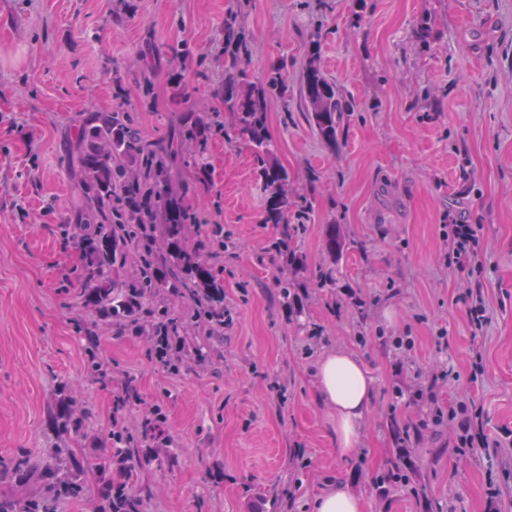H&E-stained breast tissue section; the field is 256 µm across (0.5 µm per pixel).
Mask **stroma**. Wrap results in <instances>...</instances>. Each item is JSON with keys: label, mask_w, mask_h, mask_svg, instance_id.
Instances as JSON below:
<instances>
[{"label": "stroma", "mask_w": 512, "mask_h": 512, "mask_svg": "<svg viewBox=\"0 0 512 512\" xmlns=\"http://www.w3.org/2000/svg\"><path fill=\"white\" fill-rule=\"evenodd\" d=\"M240 7L251 44L249 80L287 63V91L268 129L296 201L311 206L282 264L277 224L261 221L263 192L250 148L210 131L178 139L184 107L222 109L224 13ZM431 15L430 51L416 20ZM319 48L325 74L357 108L327 150L300 102L303 67ZM121 111L142 138L197 159L181 169L185 206L224 227L211 263L224 282V331L206 361L173 372L149 337L102 333L99 378L86 354L91 314L79 298L83 260L72 159L83 114ZM316 180H309L310 172ZM481 227L491 323L473 336L465 275L441 262L443 226ZM338 224L347 248L323 245ZM301 301L284 302L282 281ZM359 354L376 384L361 454L336 452L330 413L315 397L322 352ZM481 381L469 380L474 349ZM454 375L433 381L437 368ZM141 398L123 402L128 378ZM440 407L463 396L486 430L512 428V0H0V460H38L57 444L56 390L88 414L83 462L111 456L113 421L139 431L152 408L166 422L149 440L173 464L139 476L147 512H311L343 477L366 512H487L485 479L499 459L458 456ZM420 427L408 486L375 474L398 455L390 424Z\"/></svg>", "instance_id": "obj_1"}]
</instances>
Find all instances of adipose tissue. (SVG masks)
I'll return each mask as SVG.
<instances>
[{
    "instance_id": "ef3b65f1",
    "label": "adipose tissue",
    "mask_w": 512,
    "mask_h": 512,
    "mask_svg": "<svg viewBox=\"0 0 512 512\" xmlns=\"http://www.w3.org/2000/svg\"><path fill=\"white\" fill-rule=\"evenodd\" d=\"M316 378V397L331 413L337 452L342 458H350L358 451L375 379L355 352L342 349L320 357Z\"/></svg>"
}]
</instances>
